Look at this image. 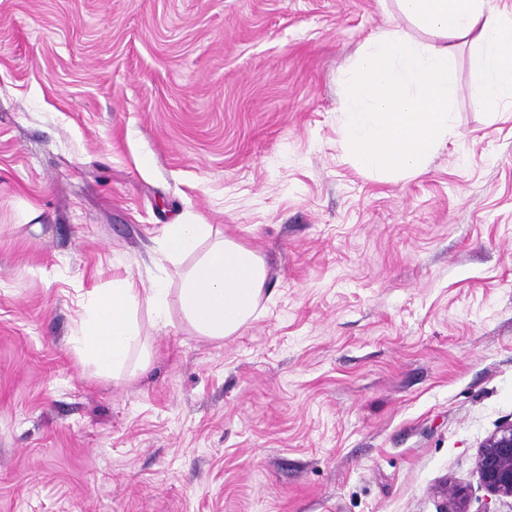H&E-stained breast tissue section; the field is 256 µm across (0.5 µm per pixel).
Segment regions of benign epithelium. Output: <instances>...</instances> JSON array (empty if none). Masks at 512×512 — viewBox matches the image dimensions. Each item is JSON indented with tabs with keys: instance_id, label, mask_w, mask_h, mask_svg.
<instances>
[{
	"instance_id": "benign-epithelium-1",
	"label": "benign epithelium",
	"mask_w": 512,
	"mask_h": 512,
	"mask_svg": "<svg viewBox=\"0 0 512 512\" xmlns=\"http://www.w3.org/2000/svg\"><path fill=\"white\" fill-rule=\"evenodd\" d=\"M477 469L490 495L512 498V420L501 424L483 441ZM442 494L448 504L444 512H467V495L463 488L447 484Z\"/></svg>"
}]
</instances>
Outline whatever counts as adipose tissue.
<instances>
[{
  "mask_svg": "<svg viewBox=\"0 0 512 512\" xmlns=\"http://www.w3.org/2000/svg\"><path fill=\"white\" fill-rule=\"evenodd\" d=\"M400 11L439 39L469 40L478 52L475 103L490 109L512 98V12L497 11L490 0H396ZM166 257H194L180 274L179 308L194 333L219 340L254 317L265 282V266L254 251L214 234L208 224L184 221L166 225L161 238ZM166 283L138 288L129 277L113 279L94 294L74 338L76 352L101 374L119 375L140 341L136 320L146 303L157 324L167 322Z\"/></svg>",
  "mask_w": 512,
  "mask_h": 512,
  "instance_id": "ef3b65f1",
  "label": "adipose tissue"
}]
</instances>
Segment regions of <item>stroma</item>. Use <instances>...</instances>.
Wrapping results in <instances>:
<instances>
[{
    "instance_id": "stroma-1",
    "label": "stroma",
    "mask_w": 512,
    "mask_h": 512,
    "mask_svg": "<svg viewBox=\"0 0 512 512\" xmlns=\"http://www.w3.org/2000/svg\"><path fill=\"white\" fill-rule=\"evenodd\" d=\"M430 37L395 0H0V512H512L476 469L512 420V99L421 172L357 168L344 77ZM185 218L264 261L254 320L177 300L111 377L71 344L93 290L149 287Z\"/></svg>"
}]
</instances>
